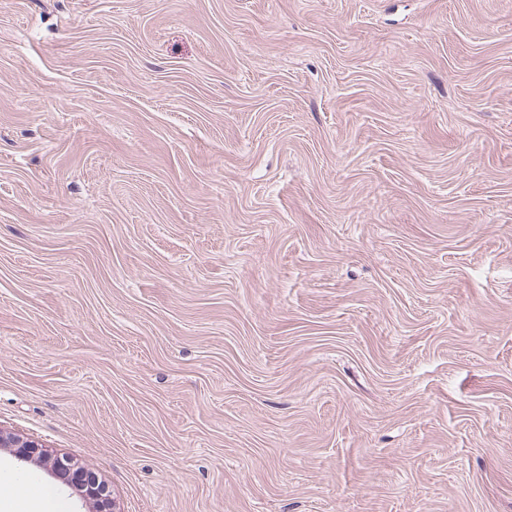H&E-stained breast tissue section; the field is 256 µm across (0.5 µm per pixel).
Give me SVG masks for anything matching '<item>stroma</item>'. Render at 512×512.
Instances as JSON below:
<instances>
[{
	"instance_id": "1",
	"label": "stroma",
	"mask_w": 512,
	"mask_h": 512,
	"mask_svg": "<svg viewBox=\"0 0 512 512\" xmlns=\"http://www.w3.org/2000/svg\"><path fill=\"white\" fill-rule=\"evenodd\" d=\"M0 429L115 512H512V0H0ZM0 448H13L15 454L30 461L37 458L44 467H49L57 477L70 484L82 498L92 502L96 512L115 511L103 485L91 476L83 478V470L78 466L74 467L75 464L69 459L51 458L44 454L39 449L43 446L38 441L0 430Z\"/></svg>"
}]
</instances>
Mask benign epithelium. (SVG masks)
Instances as JSON below:
<instances>
[{
	"mask_svg": "<svg viewBox=\"0 0 512 512\" xmlns=\"http://www.w3.org/2000/svg\"><path fill=\"white\" fill-rule=\"evenodd\" d=\"M38 441L0 430V448H11L25 459H37L57 477L70 484L84 499L93 503L95 512H114L113 503L105 489L93 477H83V470L68 459L52 458L41 450Z\"/></svg>",
	"mask_w": 512,
	"mask_h": 512,
	"instance_id": "benign-epithelium-1",
	"label": "benign epithelium"
}]
</instances>
